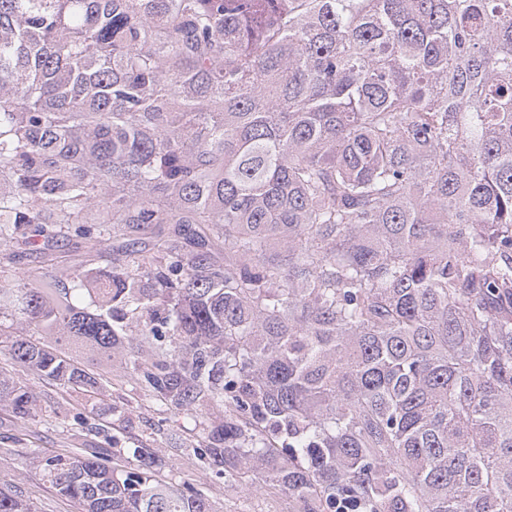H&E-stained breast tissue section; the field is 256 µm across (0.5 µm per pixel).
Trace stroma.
<instances>
[{
    "label": "stroma",
    "instance_id": "obj_1",
    "mask_svg": "<svg viewBox=\"0 0 512 512\" xmlns=\"http://www.w3.org/2000/svg\"><path fill=\"white\" fill-rule=\"evenodd\" d=\"M11 374L32 389L38 399L28 421L0 426V482L19 486L36 512H79L75 503L56 493L38 460L63 448L80 447V438L64 431L61 415L66 409L73 413L84 411L85 401L77 394L68 401L59 400L54 387L21 367H12ZM205 482L214 512H288L287 498L245 500L225 493L222 480Z\"/></svg>",
    "mask_w": 512,
    "mask_h": 512
}]
</instances>
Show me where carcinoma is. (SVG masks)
<instances>
[{
    "mask_svg": "<svg viewBox=\"0 0 512 512\" xmlns=\"http://www.w3.org/2000/svg\"><path fill=\"white\" fill-rule=\"evenodd\" d=\"M0 355L293 512H512V0H0ZM107 440L80 512H213ZM128 391L125 390V388H120L118 386H115V388L112 389V392L109 393L107 397L104 398V401L101 403L100 411L102 419L110 420L112 421L116 419V416L113 415L112 412V406L117 407H124L129 409H134L136 411H141L144 413L142 416L151 418L152 421L157 422L158 419L161 418H168L167 424L171 427V432L173 434H179L180 436L187 437L186 432H189L188 429L193 428V422L189 419H184L181 416H174L173 414L167 413V414H155L153 411H146L143 408L139 409L136 408L137 402L134 399H131L128 395Z\"/></svg>",
    "mask_w": 512,
    "mask_h": 512,
    "instance_id": "carcinoma-1",
    "label": "carcinoma"
}]
</instances>
